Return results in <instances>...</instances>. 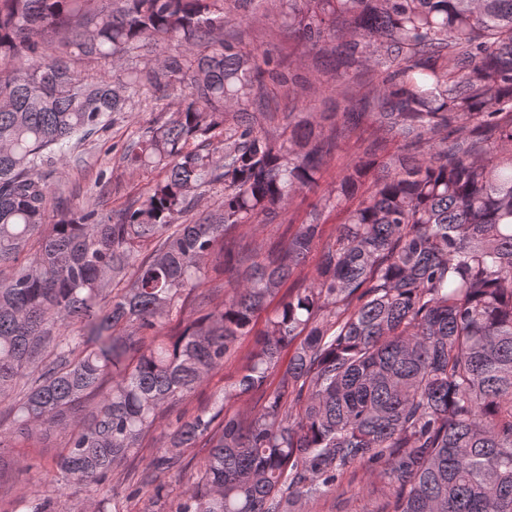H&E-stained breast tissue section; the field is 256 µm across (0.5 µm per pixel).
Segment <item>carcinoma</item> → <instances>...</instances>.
I'll return each mask as SVG.
<instances>
[{"instance_id":"carcinoma-1","label":"carcinoma","mask_w":512,"mask_h":512,"mask_svg":"<svg viewBox=\"0 0 512 512\" xmlns=\"http://www.w3.org/2000/svg\"><path fill=\"white\" fill-rule=\"evenodd\" d=\"M250 7L0 0V59L14 62L0 70V474L27 470L4 460L7 442L63 431L65 488L100 492L167 415L145 476L155 512H302L352 468L385 489L371 512H512V0H275L333 60L337 93L360 63L382 68L370 111L340 113L327 135L305 112L286 138L257 107L264 80L290 78L224 38ZM160 43L176 54L116 66ZM78 56L103 74L80 77ZM178 85L162 123L127 112L146 87ZM125 113L126 167L164 178L118 211L50 210L39 170ZM365 119L380 139L287 242L224 246L316 192L326 155ZM216 185L217 209L191 218ZM331 212L343 220L327 237ZM318 245L309 283L279 296ZM219 253L224 304L157 335L183 296L209 302ZM252 334L223 391L179 410ZM195 447L196 478L171 501L165 478ZM16 505L56 512L49 498Z\"/></svg>"}]
</instances>
